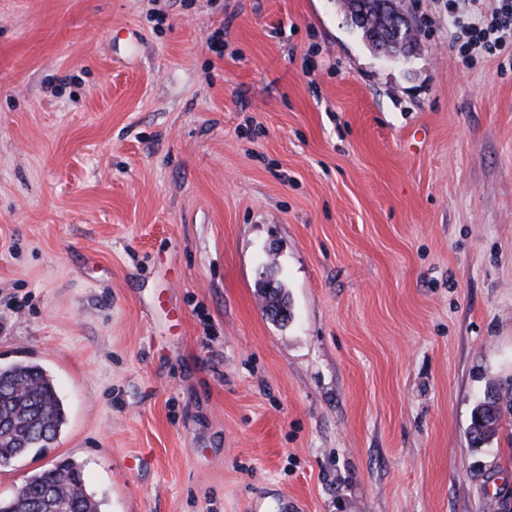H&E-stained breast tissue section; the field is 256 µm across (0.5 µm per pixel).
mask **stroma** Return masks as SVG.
Listing matches in <instances>:
<instances>
[{
    "instance_id": "stroma-1",
    "label": "stroma",
    "mask_w": 512,
    "mask_h": 512,
    "mask_svg": "<svg viewBox=\"0 0 512 512\" xmlns=\"http://www.w3.org/2000/svg\"><path fill=\"white\" fill-rule=\"evenodd\" d=\"M402 5L392 63L336 0H0V365L68 413L1 498L64 460L101 512L512 491V415L468 434L512 382V72ZM269 281L271 282V285H274V278L270 277L268 279H264L262 277H259V287L261 290V293L263 294L265 300H266V311L267 314L274 313L278 314L280 316L275 317L273 319V316H269L271 320L278 321V323L285 324L289 321L290 312H289V305H288V297L286 296L283 288L284 285L277 280L278 282L275 284L273 288L269 287ZM486 393L490 395L489 399H486ZM505 412L512 415L511 391L507 389L502 395L501 387L489 385L472 413L470 435L476 446L481 447L491 439Z\"/></svg>"
}]
</instances>
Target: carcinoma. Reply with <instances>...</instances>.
Here are the masks:
<instances>
[{
	"label": "carcinoma",
	"instance_id": "carcinoma-1",
	"mask_svg": "<svg viewBox=\"0 0 512 512\" xmlns=\"http://www.w3.org/2000/svg\"><path fill=\"white\" fill-rule=\"evenodd\" d=\"M352 29L373 53L387 50L397 57H410L416 39L402 43L396 38L394 16L399 13L396 0H337ZM266 300V311L280 315L279 323L289 321L288 297L280 282L269 287L259 278ZM473 410L470 435L481 446L495 433V427L508 413L512 415V393L500 387L486 389ZM66 423L63 402L53 377L41 365L16 362L0 365V467L30 455L36 449L49 448ZM0 512H101L99 502L86 489L82 469L71 461L40 468L18 485L11 495L0 498Z\"/></svg>",
	"mask_w": 512,
	"mask_h": 512
}]
</instances>
